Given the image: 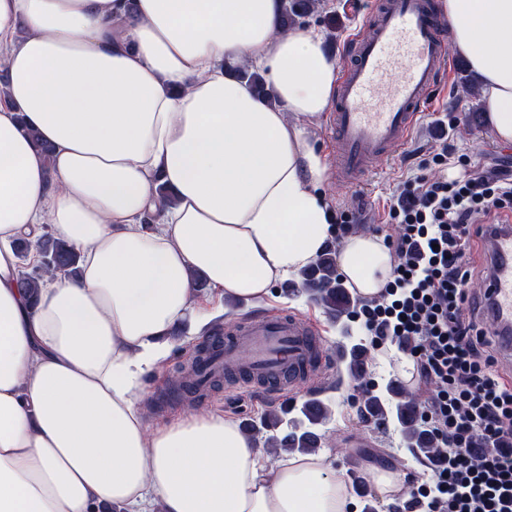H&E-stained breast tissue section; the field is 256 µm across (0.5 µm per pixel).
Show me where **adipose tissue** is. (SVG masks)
<instances>
[{
    "instance_id": "obj_1",
    "label": "adipose tissue",
    "mask_w": 512,
    "mask_h": 512,
    "mask_svg": "<svg viewBox=\"0 0 512 512\" xmlns=\"http://www.w3.org/2000/svg\"><path fill=\"white\" fill-rule=\"evenodd\" d=\"M451 50L512 143V0H442ZM284 0H0V512H355L323 455L266 467L223 416L148 427L171 331L262 300L332 236L316 147L339 68ZM261 73L258 95L230 64ZM51 153H43L42 145ZM79 273L20 286L43 225ZM392 257L355 231L338 265L378 297ZM210 295L200 298L196 279Z\"/></svg>"
}]
</instances>
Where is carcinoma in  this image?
I'll return each instance as SVG.
<instances>
[{
    "mask_svg": "<svg viewBox=\"0 0 512 512\" xmlns=\"http://www.w3.org/2000/svg\"><path fill=\"white\" fill-rule=\"evenodd\" d=\"M316 0H287L284 6V23L292 26L314 13ZM36 250L40 262L35 269L22 272L21 284L28 294L36 295L44 282L57 277L72 276L77 272L78 254L62 239L45 231L36 241L21 240L16 243V252L20 260L28 259L31 250ZM298 287L303 288L323 305L336 318L347 314L354 304L352 296L344 288L341 279L336 276V252L329 248L314 264L300 273ZM210 349L209 343H203L197 350L193 361L180 367L170 378L171 389H186L191 386L196 366ZM344 359L350 374L357 378L361 375L366 359V350L361 345H354L343 351ZM397 398L395 413L404 429L410 447L418 448L425 454H434L436 444L433 436L422 425L418 418L417 403L406 399L395 389H390ZM307 421V426L291 431L281 437L270 436L267 442L275 447L299 453H314L321 447L322 435L315 431V426L327 419L329 409L321 401L313 400L300 409Z\"/></svg>",
    "mask_w": 512,
    "mask_h": 512,
    "instance_id": "carcinoma-1",
    "label": "carcinoma"
}]
</instances>
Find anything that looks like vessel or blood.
<instances>
[{
    "label": "vessel or blood",
    "mask_w": 512,
    "mask_h": 512,
    "mask_svg": "<svg viewBox=\"0 0 512 512\" xmlns=\"http://www.w3.org/2000/svg\"><path fill=\"white\" fill-rule=\"evenodd\" d=\"M369 25L348 42L329 115L336 174L356 186L377 159L410 140L452 65L431 0H382ZM483 243L488 270L473 301L493 323L498 364L512 368V226L485 225ZM333 359L303 317L273 313L226 329L223 353L208 368L245 379L251 390L297 398Z\"/></svg>",
    "instance_id": "obj_1"
}]
</instances>
